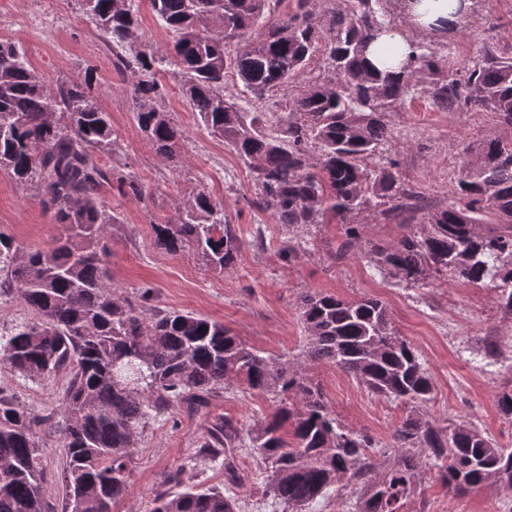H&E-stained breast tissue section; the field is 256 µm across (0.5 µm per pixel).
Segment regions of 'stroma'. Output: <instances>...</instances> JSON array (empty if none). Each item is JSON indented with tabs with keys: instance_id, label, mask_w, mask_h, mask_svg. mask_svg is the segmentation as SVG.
Returning a JSON list of instances; mask_svg holds the SVG:
<instances>
[{
	"instance_id": "35a3bbf8",
	"label": "stroma",
	"mask_w": 512,
	"mask_h": 512,
	"mask_svg": "<svg viewBox=\"0 0 512 512\" xmlns=\"http://www.w3.org/2000/svg\"><path fill=\"white\" fill-rule=\"evenodd\" d=\"M139 18L146 50L168 58L156 78L166 88L163 105L184 136L175 166L156 154L138 128L134 78L117 70L111 48L82 13L78 0H0V36L18 42L30 66L47 82L91 77V95L110 114L118 141L115 151H97L93 158L102 167L130 172L141 187L137 196L109 187L102 191L119 217L104 238L114 286L127 292L150 288L157 308L223 322L248 346L291 359L301 356L305 345L302 295L323 292L346 300L379 299L388 306L399 336L418 351L433 378L429 412L435 422L444 425L466 418L512 450V420L498 408L499 396L512 393V348H503L493 360L487 356L492 344L512 338V314L499 307L487 288L450 278L408 288L370 268L358 254L334 260L344 230L331 217L312 229L292 263L282 262L288 232L271 211L255 205L251 169L229 145L208 133L183 97L171 32L158 22L147 0H141ZM431 42L448 49L453 70L471 65L487 49L499 58H512V0H471L464 21ZM387 121L393 132L388 155L397 160L406 184L431 208L457 202V178L471 146L512 135L494 113L463 108L446 112L423 90L409 95ZM201 191L223 203L242 243L236 266L221 273L194 250L169 253L154 245V225L171 223L176 202ZM0 231L27 248L44 249L64 234L65 227L45 208L36 186L0 172ZM305 368L337 418L378 441L373 451L378 461L392 460L396 451L390 446L391 436L407 413L406 405L371 394L329 363L309 362ZM8 381L40 420L36 432L44 467L43 495L51 512H62L59 476L65 454L60 446L63 419L58 396L65 379L34 383L12 375ZM213 410L249 424L270 416L274 406L267 395L232 384ZM203 425V417L184 413L154 422L138 440L127 492L112 512H146L163 476L193 457L194 439ZM238 464L240 484H225L224 467L217 460L198 462L190 481L222 488L241 501L242 512H271L260 489L265 476L261 459L244 448ZM404 512H512V491L455 495L437 470L427 466L421 468Z\"/></svg>"
}]
</instances>
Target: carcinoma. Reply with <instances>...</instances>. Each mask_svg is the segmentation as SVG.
<instances>
[{"mask_svg": "<svg viewBox=\"0 0 512 512\" xmlns=\"http://www.w3.org/2000/svg\"><path fill=\"white\" fill-rule=\"evenodd\" d=\"M79 2L104 41L125 52L120 64L136 76L138 128L157 155L174 159L182 133L162 106L165 88L156 79L165 58L142 49L133 0ZM278 2L149 0L175 34L183 97L251 168L257 203L292 231L336 218L344 225L338 260L357 249L368 266L412 288L441 277L485 286L512 313L511 139L483 142L468 154L461 203L425 214L394 244L361 234L369 217L421 210L398 163L383 155L391 138L387 113L422 84L441 109L490 111L511 129L512 60L487 50L471 66L450 70L447 56L413 40L398 66L379 69L367 60L370 48L401 32L406 8L420 0H295L291 13L273 21ZM316 54L322 72L289 99L286 112L252 111L224 97L230 69L244 92L263 100ZM90 90L87 76L47 83L15 42L0 39V164L41 189L56 222L69 229L43 251L0 233V297L18 295L31 315L0 336V365L32 382L67 378L64 512H112L127 490L139 436L150 421L181 408L207 414L197 456L222 459L229 483L241 481L237 451L248 439L268 463L262 494L282 512H309L343 480L363 487L355 512H403L425 462L455 495L491 486L512 491V451L464 419L440 426L428 417L433 379L382 301L307 293L299 305L305 359L333 364L372 393L408 405L392 436L403 452L379 463L377 441L336 419L301 362L247 346L222 322L156 309L148 288L128 296L114 287L99 244L118 217L101 190L107 184L137 195L141 187L135 176L93 160L90 150L113 149L117 136ZM175 212L174 223L155 225L158 248H193L221 273L236 265L241 243L223 206L200 191L177 202ZM487 213L496 223L484 222ZM234 382L275 399L271 416L244 427L210 415ZM35 427L31 408L1 379L0 512H50ZM185 474L182 465L162 481L148 512H239L224 490L186 485Z\"/></svg>", "mask_w": 512, "mask_h": 512, "instance_id": "carcinoma-1", "label": "carcinoma"}]
</instances>
